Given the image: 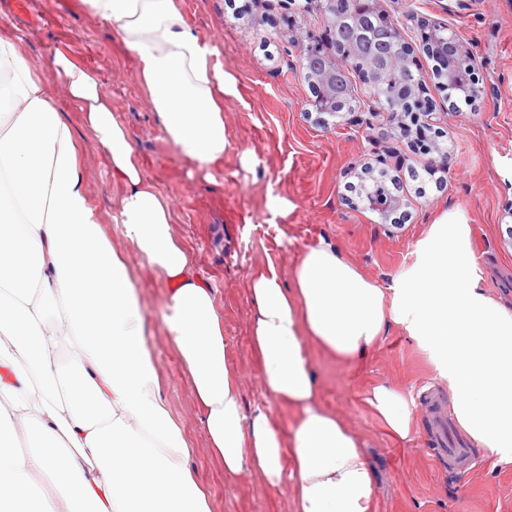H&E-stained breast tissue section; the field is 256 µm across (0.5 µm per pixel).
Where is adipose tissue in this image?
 Returning a JSON list of instances; mask_svg holds the SVG:
<instances>
[{"label":"adipose tissue","mask_w":512,"mask_h":512,"mask_svg":"<svg viewBox=\"0 0 512 512\" xmlns=\"http://www.w3.org/2000/svg\"><path fill=\"white\" fill-rule=\"evenodd\" d=\"M82 2L130 54L189 175L213 179L232 149L224 98L234 91L217 47L181 0ZM53 83L128 187L115 221L167 284L165 333L226 475L249 469L290 485L293 512H375L363 444L320 401L309 350L355 362L394 326L428 352L457 424L491 465L512 468V309L475 275L469 225L444 213L387 287L323 241L301 251L291 282L271 269L252 277L262 384L297 413L283 433L265 410L245 413L215 290L193 274L168 199L98 75L60 52L37 72L18 40L0 35V512H211L162 393L137 287L88 196ZM367 402L390 434L413 435L403 392L378 384Z\"/></svg>","instance_id":"ef3b65f1"}]
</instances>
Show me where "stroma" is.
Returning <instances> with one entry per match:
<instances>
[{
    "label": "stroma",
    "mask_w": 512,
    "mask_h": 512,
    "mask_svg": "<svg viewBox=\"0 0 512 512\" xmlns=\"http://www.w3.org/2000/svg\"><path fill=\"white\" fill-rule=\"evenodd\" d=\"M381 6L411 45H418L424 28L441 24L458 35L477 64L482 94L464 104L440 91L433 60L417 55L426 81L422 94L435 105L437 145L450 150V169L435 181H413V172L433 155L414 149L395 124L366 129L351 113L325 117L315 111L304 70L287 67L286 55L289 37L310 32L326 40L316 10L298 14L290 27L283 0H183L193 27L218 46L236 88L224 98L233 149L208 182L188 176L180 155L161 138L133 61L111 28L84 7L62 11L61 0H0V33L20 37L33 67H47L61 49L97 71L146 176L168 198L172 231L189 249L194 273L216 290L246 411L264 408L286 433L294 413L266 396L251 344L249 283L267 265L290 282L302 247L322 240L386 287L414 264L428 225L453 211L472 228L476 273L486 292L512 308V0H381ZM63 116L81 145L87 192L139 288L162 390L189 437V465L211 495L212 512H293L289 486H270L252 470L226 476L213 456L192 386L160 320L167 287L112 221L126 186L113 176L80 113L67 108ZM245 155L250 165L242 164ZM368 166L399 178L402 203L392 217L369 210L350 188ZM271 193L293 204L287 217L270 218L265 203ZM310 357L321 402L365 444L377 483L376 512H512V469L481 460L458 473L434 449V424L417 397L426 394L446 407L451 397L447 381L413 339L392 327L356 363L331 360L315 348ZM377 383L412 399L411 439L387 434L371 412L366 398Z\"/></svg>",
    "instance_id": "obj_1"
}]
</instances>
